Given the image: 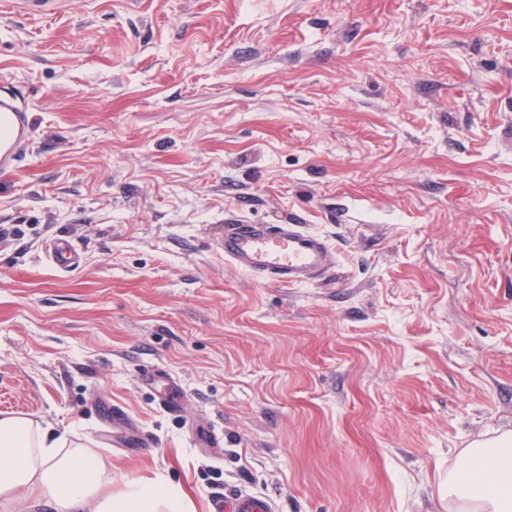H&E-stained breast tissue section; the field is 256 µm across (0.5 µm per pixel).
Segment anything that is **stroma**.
<instances>
[{
  "mask_svg": "<svg viewBox=\"0 0 512 512\" xmlns=\"http://www.w3.org/2000/svg\"><path fill=\"white\" fill-rule=\"evenodd\" d=\"M1 85L33 134L0 172V417L194 512H448L458 450L512 432V0H0ZM229 208L335 268L235 269ZM45 250L52 263L63 272L69 271L80 262V254L68 240L51 239L45 244ZM212 512H274V504L268 498L240 493L232 501L217 495L211 500Z\"/></svg>",
  "mask_w": 512,
  "mask_h": 512,
  "instance_id": "1",
  "label": "stroma"
}]
</instances>
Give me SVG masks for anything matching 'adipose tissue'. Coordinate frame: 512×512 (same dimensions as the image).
Masks as SVG:
<instances>
[{"label": "adipose tissue", "mask_w": 512, "mask_h": 512, "mask_svg": "<svg viewBox=\"0 0 512 512\" xmlns=\"http://www.w3.org/2000/svg\"><path fill=\"white\" fill-rule=\"evenodd\" d=\"M112 475L92 450L27 416L0 418V507L27 493L56 512H191L183 489L164 474L109 492ZM455 512H512V432L463 449L443 484Z\"/></svg>", "instance_id": "adipose-tissue-1"}]
</instances>
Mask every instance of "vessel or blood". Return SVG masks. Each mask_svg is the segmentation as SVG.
Listing matches in <instances>:
<instances>
[{
    "label": "vessel or blood",
    "mask_w": 512,
    "mask_h": 512,
    "mask_svg": "<svg viewBox=\"0 0 512 512\" xmlns=\"http://www.w3.org/2000/svg\"><path fill=\"white\" fill-rule=\"evenodd\" d=\"M30 119L18 95L0 94V171L13 170L30 133ZM217 245L224 259L258 281L300 286L319 279L336 264L328 239L300 224H249L234 212L224 216V233ZM45 250L61 271L77 266L80 255L71 242L54 238ZM212 512H275L266 498L242 493L233 499L215 496Z\"/></svg>",
    "instance_id": "b4317fda"
}]
</instances>
